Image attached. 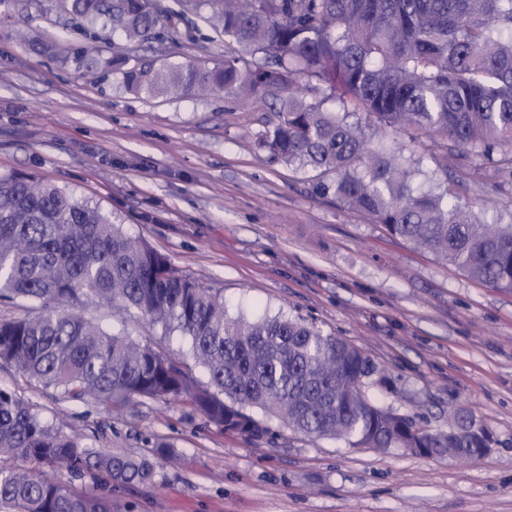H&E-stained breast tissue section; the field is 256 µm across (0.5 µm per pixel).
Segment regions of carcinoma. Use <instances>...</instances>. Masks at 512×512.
<instances>
[{
  "label": "carcinoma",
  "mask_w": 512,
  "mask_h": 512,
  "mask_svg": "<svg viewBox=\"0 0 512 512\" xmlns=\"http://www.w3.org/2000/svg\"><path fill=\"white\" fill-rule=\"evenodd\" d=\"M67 0L69 12L145 43L202 4L240 54L213 68L130 62L104 53L75 60L112 71L135 92L242 101L275 98L276 121L255 133L273 162L315 172V190L371 216L394 236L490 288L512 291V224L448 202L418 180L402 149L372 143L392 127L445 141L446 155L477 153L512 178V0ZM339 101L324 108L321 94ZM361 113L363 120L349 117ZM0 302L37 305L0 317V362L64 400L122 407L177 399L223 431L253 438L258 408L297 433L354 448H490L488 429L456 415L433 433L370 401L373 363L345 340L283 315L248 321L221 293L128 238L99 208L31 175L0 174ZM135 311L191 341L209 383L197 385L171 355L114 334L80 309ZM64 468L113 485H150L145 454L92 448L44 422L0 389V512H109L106 500L40 475Z\"/></svg>",
  "instance_id": "cac0c4a2"
}]
</instances>
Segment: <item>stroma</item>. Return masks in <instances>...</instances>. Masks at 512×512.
Instances as JSON below:
<instances>
[{"mask_svg":"<svg viewBox=\"0 0 512 512\" xmlns=\"http://www.w3.org/2000/svg\"><path fill=\"white\" fill-rule=\"evenodd\" d=\"M177 41L141 58L214 67L238 46L198 13ZM122 53L110 28L85 31L61 0H0V173H25L99 207L172 267L218 290L230 315H284L345 339L376 368V404L440 432L472 413L494 438L474 461L377 452L312 438L271 421L269 435L227 433L181 402L142 399L112 411L65 402L14 368L0 388L84 443L152 454L168 437L180 461L156 460L153 484L109 487L45 470L108 499L111 512H512V291L487 287L369 216L314 190L311 172L259 156L252 135L274 117L260 103L130 93L112 73L32 51L28 39ZM424 171L441 150L427 137L379 131ZM453 202L496 208L512 224V182L481 158L448 167ZM86 318L189 359L180 334L97 305Z\"/></svg>","mask_w":512,"mask_h":512,"instance_id":"35a3bbf8","label":"stroma"}]
</instances>
